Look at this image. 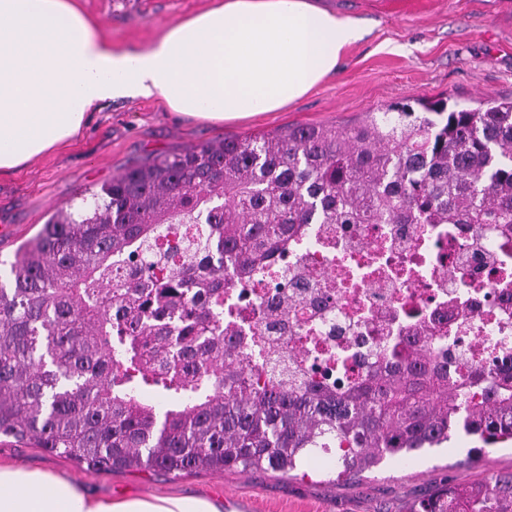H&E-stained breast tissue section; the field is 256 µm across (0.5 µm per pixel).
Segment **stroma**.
<instances>
[{
    "label": "stroma",
    "mask_w": 512,
    "mask_h": 512,
    "mask_svg": "<svg viewBox=\"0 0 512 512\" xmlns=\"http://www.w3.org/2000/svg\"><path fill=\"white\" fill-rule=\"evenodd\" d=\"M316 2L366 30L336 73L282 111L219 125L181 117L159 97L103 104L79 138L0 174V259L13 262L54 209L79 203L81 193L157 155L287 126L348 125L394 101L451 96L469 104L512 96V0ZM76 3L113 46L137 49L214 0ZM474 445L457 435L412 460L384 461L350 483L328 481L314 465L304 478L240 471L173 477L135 468L105 474L11 438L0 443V462L54 471L100 496H200L222 512H405L436 485H471L512 472L511 446L486 449L471 463Z\"/></svg>",
    "instance_id": "35a3bbf8"
}]
</instances>
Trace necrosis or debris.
Listing matches in <instances>:
<instances>
[{"instance_id":"obj_1","label":"necrosis or debris","mask_w":512,"mask_h":512,"mask_svg":"<svg viewBox=\"0 0 512 512\" xmlns=\"http://www.w3.org/2000/svg\"><path fill=\"white\" fill-rule=\"evenodd\" d=\"M512 244L493 224H304L273 262L224 289V326L253 364L293 355L294 368L357 383L381 350L428 325L437 348L483 360V343L512 353ZM295 305L274 320L277 293ZM469 308L472 323L456 319Z\"/></svg>"}]
</instances>
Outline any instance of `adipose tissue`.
<instances>
[{"mask_svg": "<svg viewBox=\"0 0 512 512\" xmlns=\"http://www.w3.org/2000/svg\"><path fill=\"white\" fill-rule=\"evenodd\" d=\"M363 35L313 0H217L127 51L74 0H0V173L70 143L106 101L158 96L214 124L282 111ZM0 512L219 510L195 497L99 498L48 471L0 466Z\"/></svg>", "mask_w": 512, "mask_h": 512, "instance_id": "ef3b65f1", "label": "adipose tissue"}]
</instances>
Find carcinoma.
Listing matches in <instances>:
<instances>
[{"label":"carcinoma","instance_id":"obj_1","mask_svg":"<svg viewBox=\"0 0 512 512\" xmlns=\"http://www.w3.org/2000/svg\"><path fill=\"white\" fill-rule=\"evenodd\" d=\"M166 224L197 243L150 254ZM300 224H498L512 239V98L396 102L155 156L53 212L0 280V438L102 472L288 475L331 452L352 481L462 430L512 442V359L463 364L423 328L353 386L255 367L224 333L225 272ZM153 387L160 412L143 397ZM406 512H512V473Z\"/></svg>","mask_w":512,"mask_h":512}]
</instances>
